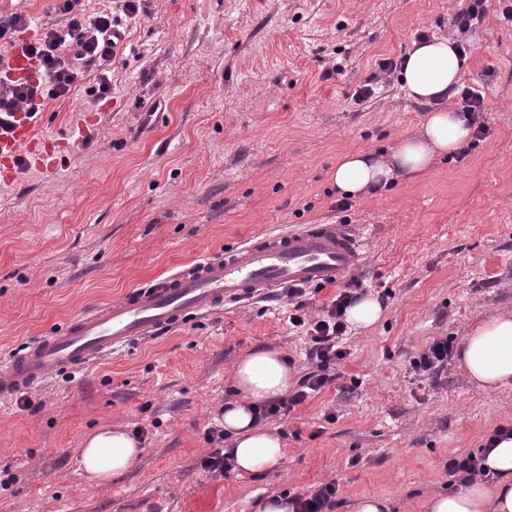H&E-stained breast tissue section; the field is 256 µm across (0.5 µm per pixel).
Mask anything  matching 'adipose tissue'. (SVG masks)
Returning a JSON list of instances; mask_svg holds the SVG:
<instances>
[{"mask_svg":"<svg viewBox=\"0 0 512 512\" xmlns=\"http://www.w3.org/2000/svg\"><path fill=\"white\" fill-rule=\"evenodd\" d=\"M461 65L453 40L415 44L403 79L412 98L432 107L421 133L401 139L385 159L366 150L341 154L332 171L339 190L350 196L367 195L396 177L427 173L436 158L454 155L463 147L470 136L464 113L436 103L438 96L456 94ZM460 358L480 389L494 391L511 384L512 317H494L476 325L461 346ZM294 383V369L277 351L255 350L236 365L233 384L240 399L225 406L222 424L232 440L234 467L240 473L265 472L285 456L280 436L256 425L252 412L259 404L285 396ZM140 452L133 435L105 426L84 439L78 465L92 479L106 484L126 472ZM485 465L496 473L493 483L475 481L462 491L430 498L424 512H512V438L499 442Z\"/></svg>","mask_w":512,"mask_h":512,"instance_id":"adipose-tissue-1","label":"adipose tissue"}]
</instances>
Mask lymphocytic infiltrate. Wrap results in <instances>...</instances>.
Returning a JSON list of instances; mask_svg holds the SVG:
<instances>
[{
  "label": "lymphocytic infiltrate",
  "mask_w": 512,
  "mask_h": 512,
  "mask_svg": "<svg viewBox=\"0 0 512 512\" xmlns=\"http://www.w3.org/2000/svg\"><path fill=\"white\" fill-rule=\"evenodd\" d=\"M76 5L77 0H56L55 10L63 17V25L42 29L29 41L27 50L38 59L41 67L37 82L14 84L0 80V114L21 109L41 111L47 100L68 95L88 72L94 70L99 76L92 88L93 97L98 100L109 98L112 84L101 69L112 59V29L118 25L120 16L106 10L88 17L78 13ZM305 295V289H289L288 297L295 302L290 322L305 328L311 342L309 356L314 360L315 368L300 379L297 389L287 398L260 406L257 420L288 416L297 405L335 381L331 367L347 355L343 346L347 332L344 315L355 300L353 292L344 291L334 296L330 304L322 307L320 315L311 319L304 314ZM510 437L511 425L498 426L477 451L450 457L449 475L457 477L463 484L478 477L489 478L490 473L483 465L487 453L496 443Z\"/></svg>",
  "instance_id": "lymphocytic-infiltrate-1"
}]
</instances>
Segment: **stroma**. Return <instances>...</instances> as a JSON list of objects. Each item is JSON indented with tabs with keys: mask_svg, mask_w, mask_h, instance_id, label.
Wrapping results in <instances>:
<instances>
[{
	"mask_svg": "<svg viewBox=\"0 0 512 512\" xmlns=\"http://www.w3.org/2000/svg\"><path fill=\"white\" fill-rule=\"evenodd\" d=\"M462 0H141L107 63L111 96L87 76L46 101V133L101 115L91 142L59 157L53 180L0 186V357L84 310L189 268L232 244L303 224L346 223L364 242L358 297L383 302L350 331L338 379L266 421L287 453L256 475L203 471L233 398L238 359L256 348L309 368L287 296L225 304L134 350L49 374L0 400V512H255L258 500L333 482L332 512L359 494L423 512L448 490V458L512 425V385L478 389L458 359L436 376L412 362L434 339L461 346L479 322L512 315V24L498 0L467 35ZM467 38L463 85L485 96L489 138L338 213L330 179L348 150L389 153L428 111L378 63L418 35ZM374 80V93L357 91ZM142 427L143 452L98 485L79 469L100 425Z\"/></svg>",
	"mask_w": 512,
	"mask_h": 512,
	"instance_id": "obj_1",
	"label": "stroma"
}]
</instances>
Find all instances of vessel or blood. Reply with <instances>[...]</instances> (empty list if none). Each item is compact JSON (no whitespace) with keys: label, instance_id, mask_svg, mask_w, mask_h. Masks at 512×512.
Segmentation results:
<instances>
[{"label":"vessel or blood","instance_id":"b4317fda","mask_svg":"<svg viewBox=\"0 0 512 512\" xmlns=\"http://www.w3.org/2000/svg\"><path fill=\"white\" fill-rule=\"evenodd\" d=\"M0 77L37 82L38 60L25 41L11 43ZM41 115L19 110L0 121V182L9 184L28 170H54L56 141L41 133ZM362 261L358 238L336 224H306L270 232L207 256L191 270L178 271L128 291L120 299L70 318L63 327L38 337L23 352L0 359V398L40 383L48 372L78 370L125 349L156 331L185 323L245 297H265L287 286L334 282Z\"/></svg>","mask_w":512,"mask_h":512}]
</instances>
